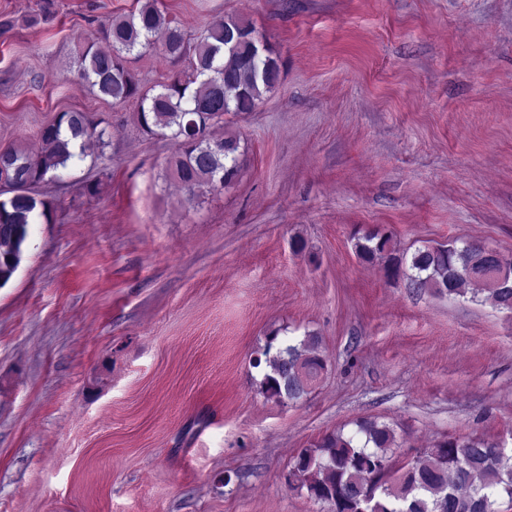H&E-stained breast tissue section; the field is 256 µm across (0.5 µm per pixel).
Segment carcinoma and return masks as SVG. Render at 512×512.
I'll return each mask as SVG.
<instances>
[{"label":"carcinoma","mask_w":512,"mask_h":512,"mask_svg":"<svg viewBox=\"0 0 512 512\" xmlns=\"http://www.w3.org/2000/svg\"><path fill=\"white\" fill-rule=\"evenodd\" d=\"M139 3L136 11L100 25L94 36L77 35L73 59L80 78L101 97L114 105L135 101L141 127L174 144L169 175L191 202L197 189L220 192L236 178L240 138L217 137L212 128L224 124L226 115L254 111L279 84L280 64L269 46H260L256 29L235 16L205 26L192 42L156 0ZM152 50L173 61L187 57L189 66L145 88L129 63ZM106 137L107 128L72 110L40 130L38 153L0 149V167L10 173L0 183V286L20 266L30 224L50 219V204L36 199L33 189L80 157L72 141L104 144ZM355 247L361 259L383 261L387 274L406 277L414 288L512 311V254L493 257L478 243L452 240L397 257L391 236L378 229L363 232ZM253 367L263 370L258 392L266 400L298 403L326 369L321 339L268 336ZM394 446L390 425L361 420L350 434L340 429L299 449L288 467V487L306 492L323 512H502L503 499L512 503V448L499 440L444 438L400 465L388 453Z\"/></svg>","instance_id":"cac0c4a2"}]
</instances>
